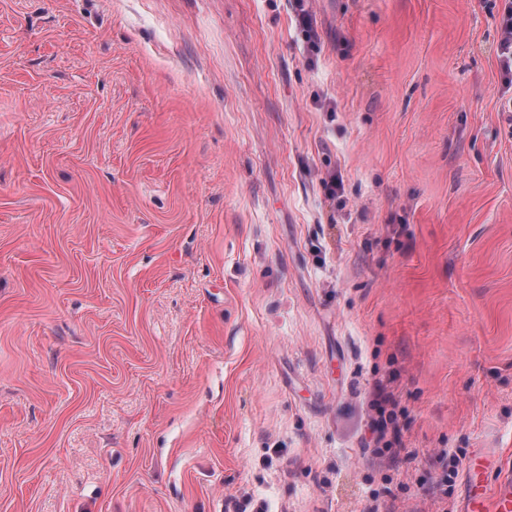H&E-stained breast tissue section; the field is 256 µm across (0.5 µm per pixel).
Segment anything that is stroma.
Masks as SVG:
<instances>
[{"label":"stroma","mask_w":512,"mask_h":512,"mask_svg":"<svg viewBox=\"0 0 512 512\" xmlns=\"http://www.w3.org/2000/svg\"><path fill=\"white\" fill-rule=\"evenodd\" d=\"M504 5L310 0L312 44L294 0H0V512H458L440 452L512 466ZM388 405L392 406L393 409L388 410ZM370 406L376 412V417L371 420L372 429L377 434L376 444L378 448H376V452L382 453V448L390 449L393 445L391 441L385 440V438L389 428L395 431L396 413L394 407L396 402L391 393L386 392L383 386L378 385ZM380 444L381 446H379Z\"/></svg>","instance_id":"35a3bbf8"}]
</instances>
